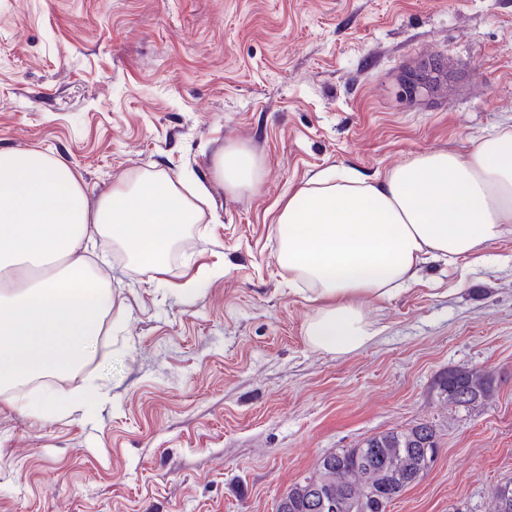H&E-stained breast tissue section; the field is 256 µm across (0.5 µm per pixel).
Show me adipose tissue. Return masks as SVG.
Wrapping results in <instances>:
<instances>
[{"mask_svg":"<svg viewBox=\"0 0 512 512\" xmlns=\"http://www.w3.org/2000/svg\"><path fill=\"white\" fill-rule=\"evenodd\" d=\"M215 177L225 193L257 189V155L225 147ZM204 184L193 193L160 170L134 172L90 197L79 172L53 151L0 149V384L67 372L80 364L114 306L112 283L85 258L120 243L165 273L163 257L199 223ZM512 225V130L471 150L417 153L384 175L318 173L276 219L279 267L312 305L306 343L336 355L379 334L362 300H384L416 281L422 264L477 254ZM105 395L96 377L51 402L48 417Z\"/></svg>","mask_w":512,"mask_h":512,"instance_id":"ef3b65f1","label":"adipose tissue"}]
</instances>
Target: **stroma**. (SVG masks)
Segmentation results:
<instances>
[{"mask_svg": "<svg viewBox=\"0 0 512 512\" xmlns=\"http://www.w3.org/2000/svg\"><path fill=\"white\" fill-rule=\"evenodd\" d=\"M436 59L423 93L400 74ZM512 129V0H0V149H51L108 191L138 170L208 182L168 285L113 248L125 316L84 365L108 399L46 419L0 395V512H276L325 454L433 425L439 455L388 512H491L512 482V233L366 301L378 336L307 345L311 305L276 263L275 217L314 172L374 176ZM256 192L212 181L227 145ZM492 379L468 410L440 376ZM215 177L224 183L225 193L237 195L254 191L262 177L259 158L245 147H224V153L216 162Z\"/></svg>", "mask_w": 512, "mask_h": 512, "instance_id": "obj_1", "label": "stroma"}]
</instances>
